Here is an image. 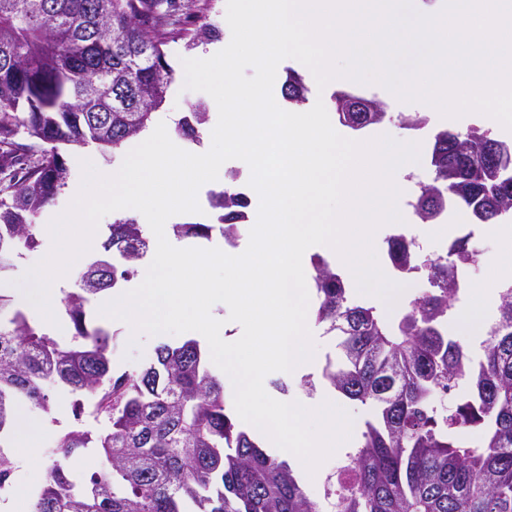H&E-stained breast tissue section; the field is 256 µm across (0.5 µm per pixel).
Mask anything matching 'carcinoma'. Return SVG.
Here are the masks:
<instances>
[{
	"label": "carcinoma",
	"mask_w": 512,
	"mask_h": 512,
	"mask_svg": "<svg viewBox=\"0 0 512 512\" xmlns=\"http://www.w3.org/2000/svg\"><path fill=\"white\" fill-rule=\"evenodd\" d=\"M198 15L177 0H0V273L36 243L34 218L67 184L63 146L90 143L118 150L145 132L166 99L173 69L165 47L188 38ZM217 40L203 23L195 40ZM309 88L288 70L282 93L301 106ZM339 122L360 130L387 117L383 104L346 90L334 94ZM208 120L197 103L176 123L200 140ZM432 177L418 183L417 217L433 223L453 206L477 224L512 216L497 169H512V144L488 130L433 136ZM219 226L175 224L178 236L224 239L239 233L248 199L225 187L212 193ZM104 251L83 272L80 291L64 299L75 330L61 345L0 294V487L15 470L4 451L18 405L50 411V388L89 393L107 427L93 436L72 427L56 440L54 461L34 493L30 512H512V284L500 288L484 355L472 359L448 334L461 269L478 262L470 236L424 264L428 288L394 321L355 303L342 276L313 260L317 319L339 336V358L323 377L344 397L367 405L360 446L327 477L323 499L311 497L289 464L266 453L238 428L224 403V385L202 361L193 339L162 344L138 370L112 371L110 336L86 323L89 297L128 281L150 250L144 225L129 216L108 227ZM393 268L416 270L417 243L387 240ZM446 411L440 395H460ZM97 448L109 468L76 484L61 464Z\"/></svg>",
	"instance_id": "1"
}]
</instances>
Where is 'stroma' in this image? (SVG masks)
Returning a JSON list of instances; mask_svg holds the SVG:
<instances>
[{
  "mask_svg": "<svg viewBox=\"0 0 512 512\" xmlns=\"http://www.w3.org/2000/svg\"><path fill=\"white\" fill-rule=\"evenodd\" d=\"M206 40H197L193 49H186L184 42L169 44L166 48L168 60L174 69V81L171 84L166 101L156 111L154 122H166L175 124L177 120L187 112L190 105L196 102L211 104L212 98L205 92L185 89L184 60L194 58L197 51L208 48ZM295 70L305 75L309 87L308 105H315L316 101H323L327 111H334L333 95L337 91V84L330 83L325 88H318L314 77L308 76L306 67L299 61L287 58L280 62L277 68L276 80L273 87L275 100H282V87L288 70ZM351 91L368 98H374L383 102L388 120L382 123L369 126L365 129L355 131L345 126H338L337 131L343 137L352 140H368L382 135L404 142H416L420 145L419 159L410 172L409 177L414 182L429 181L432 176L430 167V145L436 131L442 129L453 130L460 133L468 132L471 129L484 128L485 123L479 114L470 115L464 122H453L439 115L438 111L427 104L417 102H403L387 88L379 84L353 83ZM402 115H419L425 118L426 124L423 128L414 130L404 127L399 123L398 118ZM126 156L125 150H117L109 153L101 151L95 145L72 146L67 148L65 158L70 168V182H78L82 179V160H90L94 167L99 170L119 169ZM397 207L403 217L402 222L387 224L382 236L374 241V247L380 267L390 268L391 262L388 256V237L404 235L418 240L424 254H445L452 239L463 235H470L471 243L479 252L480 257L477 264L463 268L459 273L461 290L459 294L460 303H467L470 292L483 286L491 270L492 264L499 258V246L495 237L486 233L483 225L469 224L462 226L456 222V209H448L444 224L452 225L453 231L444 237L431 239L421 238L418 230L421 222L414 213L410 198L398 199ZM312 255L324 258L338 273H341L348 288H351L352 299L359 304L376 307L377 310L387 318L399 316L406 308L410 299L418 291L425 289L427 282L425 278L418 276H402L392 274L393 283L401 285L403 291L395 303H388L380 298L364 295L356 292L353 275L340 263L337 254L320 247L312 248ZM99 297H91L86 310L87 316L93 324L103 327L110 335V358L113 371L122 372L134 370L146 365L154 356L156 346L167 343L173 346L186 341V334H166L163 336L143 335L137 338L130 337L125 324L121 321H112L104 318L99 313ZM308 327L312 333L316 345L315 362L306 376L297 377L291 380H283L278 373H270L267 376L268 385H275L278 382H286L288 396H296L302 399H315L323 393L328 392L330 386L323 379L322 371L327 360L336 358L338 354V338L335 334L329 333L326 324L317 321L316 317H309ZM75 395L64 389H56L50 413H43L38 410H29L27 405H20V412L28 413L34 422L41 427V435L35 452L34 461L17 460L14 471L13 487H36L41 484L44 475L50 466L54 455V441L59 433L73 423V404Z\"/></svg>",
  "mask_w": 512,
  "mask_h": 512,
  "instance_id": "35a3bbf8",
  "label": "stroma"
}]
</instances>
